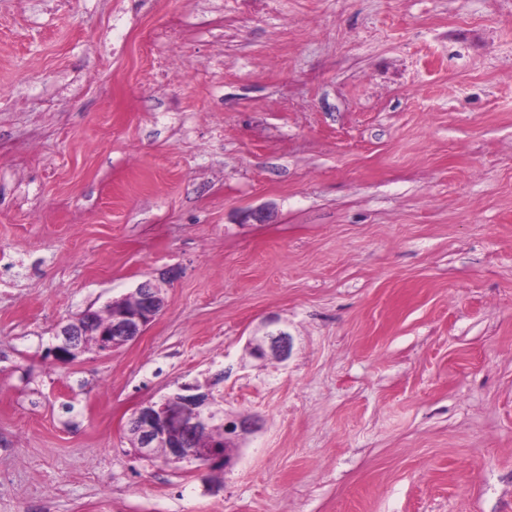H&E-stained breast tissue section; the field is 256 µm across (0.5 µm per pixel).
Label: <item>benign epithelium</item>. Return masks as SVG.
<instances>
[{
    "label": "benign epithelium",
    "instance_id": "1",
    "mask_svg": "<svg viewBox=\"0 0 512 512\" xmlns=\"http://www.w3.org/2000/svg\"><path fill=\"white\" fill-rule=\"evenodd\" d=\"M139 307L130 309L120 300L112 301V319L107 324L98 323V313L86 312L81 320L59 327L53 351L61 362L75 359L85 337L99 338L100 350L111 351L136 341L146 327L162 312L165 306L159 285L151 280L139 283L134 291ZM266 360L285 362L291 354L292 336L277 321L266 322L263 334L249 340ZM259 420L254 415L243 414L225 419L211 409L210 394L199 391L194 385H185L178 395H169L161 402L143 401L129 420L130 431L138 442L136 454L142 459L153 457L154 449H167L166 462L189 464L211 455L209 449L196 447L202 438L211 437L217 430H224V439L230 444L225 452L226 462H231L233 449L239 440L254 433Z\"/></svg>",
    "mask_w": 512,
    "mask_h": 512
}]
</instances>
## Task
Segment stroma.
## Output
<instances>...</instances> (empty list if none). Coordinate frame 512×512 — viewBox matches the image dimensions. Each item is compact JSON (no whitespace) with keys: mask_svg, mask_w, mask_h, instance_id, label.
Segmentation results:
<instances>
[{"mask_svg":"<svg viewBox=\"0 0 512 512\" xmlns=\"http://www.w3.org/2000/svg\"><path fill=\"white\" fill-rule=\"evenodd\" d=\"M0 253V512H512V0H0ZM147 279L137 341L49 355ZM206 381L232 466L138 459ZM176 31L169 29L153 33V42L166 46L164 51L153 52L147 68L145 81L152 86H164L171 83L175 75L173 46L176 43ZM249 343L264 359L278 362L287 361L293 347L292 336L274 319L266 322L262 336H253Z\"/></svg>","mask_w":512,"mask_h":512,"instance_id":"stroma-1","label":"stroma"}]
</instances>
